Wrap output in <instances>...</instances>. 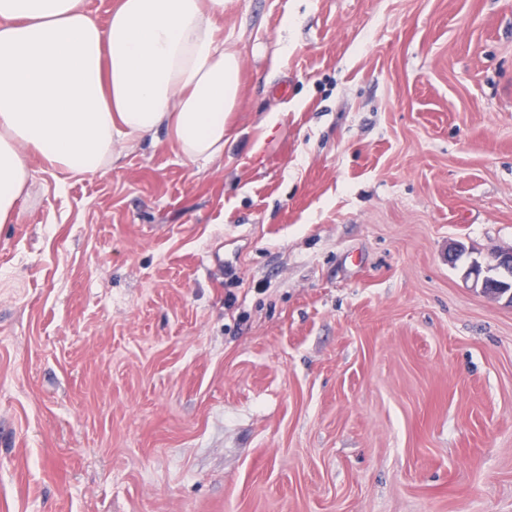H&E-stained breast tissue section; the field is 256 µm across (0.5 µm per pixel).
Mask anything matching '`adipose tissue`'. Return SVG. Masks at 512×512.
Wrapping results in <instances>:
<instances>
[{
	"instance_id": "1",
	"label": "adipose tissue",
	"mask_w": 512,
	"mask_h": 512,
	"mask_svg": "<svg viewBox=\"0 0 512 512\" xmlns=\"http://www.w3.org/2000/svg\"><path fill=\"white\" fill-rule=\"evenodd\" d=\"M223 13L224 0H115L103 26L85 0H0V224L36 167L101 176L161 131L186 163L223 156L241 70Z\"/></svg>"
}]
</instances>
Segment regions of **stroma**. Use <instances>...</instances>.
Instances as JSON below:
<instances>
[{
  "mask_svg": "<svg viewBox=\"0 0 512 512\" xmlns=\"http://www.w3.org/2000/svg\"><path fill=\"white\" fill-rule=\"evenodd\" d=\"M232 139L0 224V512H512V0H224ZM464 279L486 297L500 299L508 294L512 304V248L498 250L485 262L471 261Z\"/></svg>",
  "mask_w": 512,
  "mask_h": 512,
  "instance_id": "1",
  "label": "stroma"
}]
</instances>
